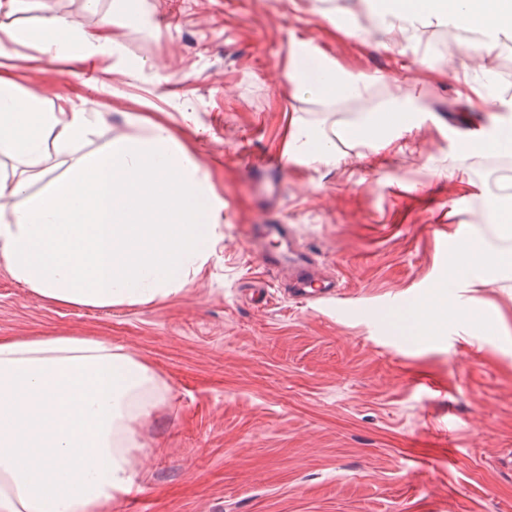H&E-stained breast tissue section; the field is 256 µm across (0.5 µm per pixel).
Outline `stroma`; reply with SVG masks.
Returning a JSON list of instances; mask_svg holds the SVG:
<instances>
[{
    "mask_svg": "<svg viewBox=\"0 0 512 512\" xmlns=\"http://www.w3.org/2000/svg\"><path fill=\"white\" fill-rule=\"evenodd\" d=\"M112 2L0 8V31L35 27L50 9L78 32L111 20L119 43L82 63L19 45L9 72L71 109L105 104L88 152L128 134L126 113L167 123L224 202V239L183 291L145 305L56 304L0 267V338L97 339L159 376L165 401L137 425V490L114 512H512V471L498 464L512 451V351L498 340L512 331V278L467 286L475 321L416 338L402 320L448 280L439 238L455 245L502 196L492 154L459 141L489 110L456 75L510 100L512 54L461 38L435 53L436 25L381 35L372 0H139L137 30ZM336 7L355 36L324 17ZM295 39L369 75L367 89L332 102L295 94ZM136 60L154 67L132 79L124 65ZM408 90L436 119L403 133L399 150L359 146L338 166L291 163L268 180L242 156L284 154L293 118L327 131ZM187 108L196 126L182 122ZM464 177L475 195L462 194ZM253 224L293 225L343 298L253 299Z\"/></svg>",
    "mask_w": 512,
    "mask_h": 512,
    "instance_id": "35a3bbf8",
    "label": "stroma"
}]
</instances>
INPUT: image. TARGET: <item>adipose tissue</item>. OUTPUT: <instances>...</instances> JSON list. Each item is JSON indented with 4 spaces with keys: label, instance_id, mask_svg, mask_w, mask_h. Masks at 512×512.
I'll use <instances>...</instances> for the list:
<instances>
[{
    "label": "adipose tissue",
    "instance_id": "1",
    "mask_svg": "<svg viewBox=\"0 0 512 512\" xmlns=\"http://www.w3.org/2000/svg\"><path fill=\"white\" fill-rule=\"evenodd\" d=\"M380 8L384 31L445 24L512 40V0H418ZM8 43L36 45L52 61L83 62L115 41L108 26L74 32L46 13L37 27L15 29ZM287 78L295 92L326 101L357 96L364 76L339 69L301 46ZM489 128L466 132L468 148L512 155V100ZM102 110L68 112L52 99L22 92L0 70V156L19 173L0 176V265L40 299L109 307L149 304L180 293L200 274L221 240L222 202L207 174L162 122L131 117L134 134L80 156L63 177L32 190L51 155L72 152ZM411 100L324 133L299 119L288 128L289 160L338 165V143L395 146L425 121ZM490 229L461 240L448 269L452 288L512 276V202L492 206ZM162 401L154 371L129 353L87 338L0 339V512H112L137 483L134 426Z\"/></svg>",
    "mask_w": 512,
    "mask_h": 512
}]
</instances>
